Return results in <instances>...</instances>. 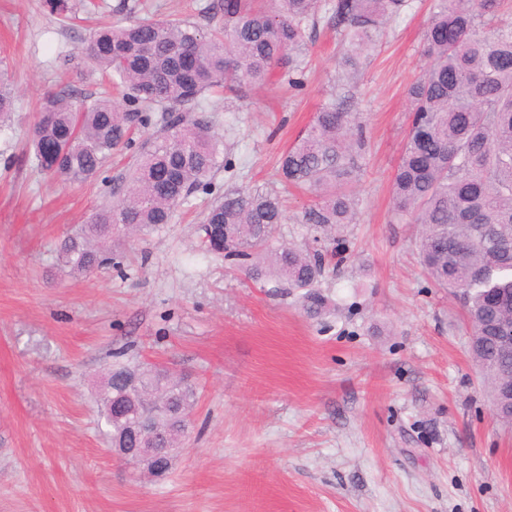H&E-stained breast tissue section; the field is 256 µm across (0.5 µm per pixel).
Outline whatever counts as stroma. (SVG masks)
Segmentation results:
<instances>
[{
    "label": "stroma",
    "mask_w": 512,
    "mask_h": 512,
    "mask_svg": "<svg viewBox=\"0 0 512 512\" xmlns=\"http://www.w3.org/2000/svg\"><path fill=\"white\" fill-rule=\"evenodd\" d=\"M68 3L63 20L44 0H0V67L16 88L0 126V512H512V431L492 409L459 299L420 262L421 225L391 204L433 0H410L352 81L340 34L321 23L297 59L299 85L207 97L230 169L171 223L114 241L90 276L61 266L58 243L111 201L134 152L81 185L36 164L29 127L48 94L124 103L86 63L93 23ZM329 102L360 114L366 151L344 259L319 283L330 305L312 318L297 291L207 251L199 226L225 190H280L281 154ZM312 200L289 195L275 238L333 251L300 221ZM118 362L168 367L197 390L164 477L114 454L97 427Z\"/></svg>",
    "instance_id": "stroma-1"
}]
</instances>
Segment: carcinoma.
I'll return each mask as SVG.
<instances>
[{"mask_svg":"<svg viewBox=\"0 0 512 512\" xmlns=\"http://www.w3.org/2000/svg\"><path fill=\"white\" fill-rule=\"evenodd\" d=\"M409 0H211L224 26L206 33L188 19L118 20L83 47L92 66L126 88V109L108 97L77 98L62 89L37 113L31 146L41 168L80 184L95 179L132 131L156 127L141 142L116 201L97 208L60 244L72 274L91 275L105 248L128 229L170 223L174 209L219 167L220 141L203 105L216 87L264 85L299 54L318 20L342 35L339 65L354 74ZM512 0H437L424 32V73L408 95L412 128L392 181L398 214L422 225L417 248L429 278L463 301L470 352L482 370L498 419L512 426ZM14 92L0 72V120ZM365 151L360 117L333 103L283 154L285 184L311 192L301 223L341 235L355 223L353 186ZM285 221L281 196L239 188L211 206L204 244L243 266L259 283L302 291L310 316L326 299L318 290L325 255L274 243ZM105 434L115 445L176 448L196 390L163 368L112 366L101 395Z\"/></svg>","mask_w":512,"mask_h":512,"instance_id":"cac0c4a2","label":"carcinoma"}]
</instances>
